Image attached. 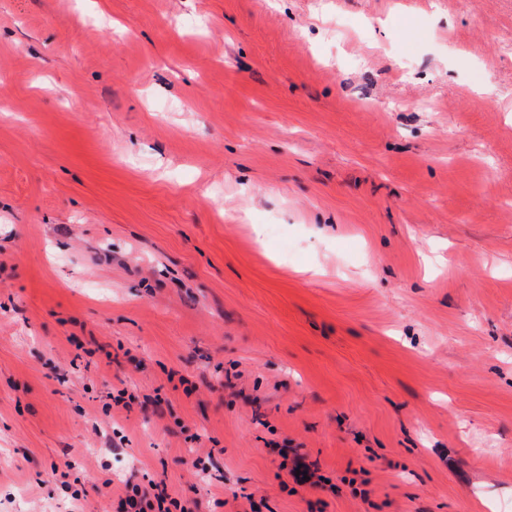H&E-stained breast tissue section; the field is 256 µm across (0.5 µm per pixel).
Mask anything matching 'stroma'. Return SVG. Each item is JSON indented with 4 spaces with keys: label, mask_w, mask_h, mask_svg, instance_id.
I'll return each mask as SVG.
<instances>
[{
    "label": "stroma",
    "mask_w": 512,
    "mask_h": 512,
    "mask_svg": "<svg viewBox=\"0 0 512 512\" xmlns=\"http://www.w3.org/2000/svg\"><path fill=\"white\" fill-rule=\"evenodd\" d=\"M128 481L512 512V0H0V512ZM280 456L283 457L282 467L288 468L289 474L302 484H310L313 487L319 485L318 481H312L314 473L311 472L309 465L304 459L293 452L291 458L288 455V448H277ZM290 461V467H289ZM297 471H300V475L296 476ZM304 475H307V479H304Z\"/></svg>",
    "instance_id": "obj_1"
}]
</instances>
